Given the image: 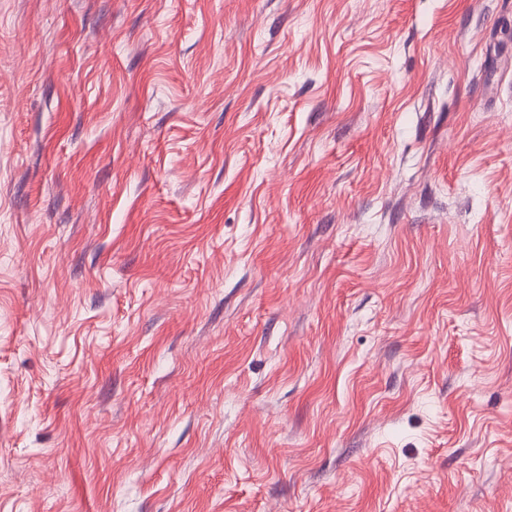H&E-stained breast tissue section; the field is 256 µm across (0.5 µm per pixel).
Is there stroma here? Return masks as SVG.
<instances>
[{
  "mask_svg": "<svg viewBox=\"0 0 512 512\" xmlns=\"http://www.w3.org/2000/svg\"><path fill=\"white\" fill-rule=\"evenodd\" d=\"M512 0H0V512H512Z\"/></svg>",
  "mask_w": 512,
  "mask_h": 512,
  "instance_id": "35a3bbf8",
  "label": "stroma"
}]
</instances>
